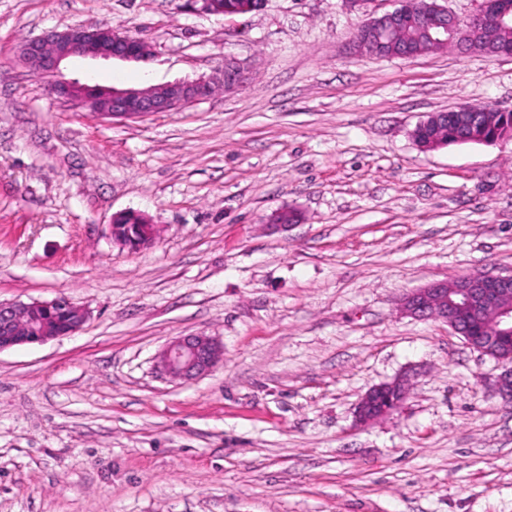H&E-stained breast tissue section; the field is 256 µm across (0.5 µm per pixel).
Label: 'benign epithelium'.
Segmentation results:
<instances>
[{"label": "benign epithelium", "instance_id": "1", "mask_svg": "<svg viewBox=\"0 0 512 512\" xmlns=\"http://www.w3.org/2000/svg\"><path fill=\"white\" fill-rule=\"evenodd\" d=\"M395 4L393 10L362 24L357 37L360 50L384 57H413L405 47L388 51L378 42L385 27L398 21L434 34L435 41L445 45L460 42L487 54H512L511 45L496 46L487 37L491 29L512 32V5L505 0H484L481 12L467 21L448 13L438 0H429L419 9L410 0H395ZM18 57L32 72L49 81L51 94L91 109L105 119L170 112L207 97L216 86L233 90L246 80L240 64L227 58L224 69L208 78L114 88L107 100L100 102L92 95V86L62 77V62L76 57L139 62L148 57L144 41L105 26L52 30L23 41ZM127 221L138 226L146 224L148 231L130 242L117 234V225ZM110 228L113 243L133 252L151 246L156 239V226L137 211L114 214ZM401 308L411 316L446 323L473 350L495 359L501 368L495 381L497 393L504 401H512V274H471L452 282H433L406 293ZM52 313L63 315L65 324L50 326L46 317ZM87 319L86 309L63 295L51 300L0 302V352L73 334ZM160 360L171 376L196 379L224 360V346L202 334L179 337L163 348ZM405 387L404 378L370 387L357 405L356 422L368 425L393 415L406 400Z\"/></svg>", "mask_w": 512, "mask_h": 512}]
</instances>
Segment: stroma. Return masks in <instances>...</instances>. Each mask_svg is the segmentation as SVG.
<instances>
[{
    "label": "stroma",
    "instance_id": "1",
    "mask_svg": "<svg viewBox=\"0 0 512 512\" xmlns=\"http://www.w3.org/2000/svg\"><path fill=\"white\" fill-rule=\"evenodd\" d=\"M393 0H0V301L65 294L75 334L0 352V512H512V404L495 360L407 291L512 273V140L420 149L426 115L512 110V56L411 59L352 41ZM109 26L145 62L67 61L125 88L244 64L241 89L104 119L48 92L27 38ZM301 215L271 229L283 207ZM159 230L132 253L112 216ZM204 334L185 381L157 356ZM406 376L365 426L372 386ZM126 221H129L130 224L135 222L138 226L148 224V231L145 232L144 228L133 229L131 231V234L133 235L140 236L142 232H145V234L130 242L123 236L117 234V225L124 224ZM110 228L113 243L123 249H128L133 252L148 248L154 243L157 236L155 232L157 230L156 226L151 224L150 219L145 214L137 211H124L114 214L112 216V224L110 225ZM160 360L171 376L196 379L210 373L224 360V346L202 334L179 337L163 348ZM406 385L405 378H398L370 387L357 405L356 422L368 425L393 415L406 400Z\"/></svg>",
    "mask_w": 512,
    "mask_h": 512
}]
</instances>
